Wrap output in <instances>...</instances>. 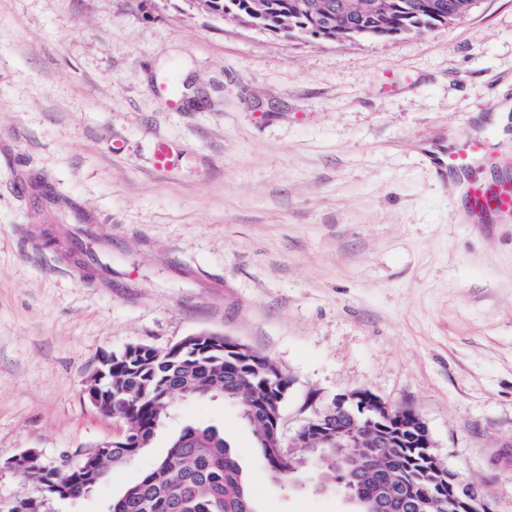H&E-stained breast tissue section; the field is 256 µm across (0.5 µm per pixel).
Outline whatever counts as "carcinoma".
<instances>
[{
    "label": "carcinoma",
    "mask_w": 512,
    "mask_h": 512,
    "mask_svg": "<svg viewBox=\"0 0 512 512\" xmlns=\"http://www.w3.org/2000/svg\"><path fill=\"white\" fill-rule=\"evenodd\" d=\"M373 0H196L198 9L214 18L241 20L283 38L308 35L330 42L357 38L387 40L438 25L450 24L469 12L473 0H382L381 11ZM271 360L224 351L205 355L191 347L176 358L167 356L125 360L112 359V381L100 388L118 386L126 390L112 401V417L125 427L141 430L143 447L152 435L149 426L159 425L168 414V400H158L172 380L197 390L195 397L222 395L237 406L242 421L252 430L268 473L266 458L267 420L262 409L245 413L239 402L257 396L278 400L289 394L292 381L270 374ZM390 452L399 457L397 477L413 481L421 471L425 449L407 440ZM256 502L247 470L224 434L211 426L185 427L165 457L134 485L112 501L111 512H253Z\"/></svg>",
    "instance_id": "1"
}]
</instances>
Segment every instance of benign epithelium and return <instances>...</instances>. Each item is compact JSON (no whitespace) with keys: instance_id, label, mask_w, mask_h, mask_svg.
I'll list each match as a JSON object with an SVG mask.
<instances>
[{"instance_id":"7a95c632","label":"benign epithelium","mask_w":512,"mask_h":512,"mask_svg":"<svg viewBox=\"0 0 512 512\" xmlns=\"http://www.w3.org/2000/svg\"><path fill=\"white\" fill-rule=\"evenodd\" d=\"M268 424L275 434H283L282 406L265 407ZM395 413L389 404L366 389L338 395L329 407L319 409L305 419L286 444L268 442L270 457L287 464L288 483L293 488L315 486L325 491L328 486L316 474L311 464L320 448H332L336 453V486L344 492L346 501L355 512L369 507L368 512H395L398 506L411 512H491L489 500L474 483L464 482L441 463L434 452V441L424 420L410 409L398 413L409 422L414 440L427 449V464L415 483H398L396 459L381 456V448H398L402 426L394 423ZM124 430L112 440L96 446L94 455L112 454V449L131 443ZM15 474H44L49 465L34 450L25 451L5 464ZM58 488L71 499L84 496L95 487L100 474L84 466H54ZM375 478L377 492L370 500L358 496L357 488Z\"/></svg>"}]
</instances>
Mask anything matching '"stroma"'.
<instances>
[{
    "label": "stroma",
    "instance_id": "obj_1",
    "mask_svg": "<svg viewBox=\"0 0 512 512\" xmlns=\"http://www.w3.org/2000/svg\"><path fill=\"white\" fill-rule=\"evenodd\" d=\"M503 102L512 0L344 43L192 0H0V505L108 512L200 425L223 430L259 512H347L339 491L272 480L220 397L174 398L81 498L6 470L30 449L74 464L120 433L87 394L105 357L207 332L292 379L286 435L305 406L369 389L512 512V226L463 223L431 158ZM160 138L180 147L164 170Z\"/></svg>",
    "mask_w": 512,
    "mask_h": 512
}]
</instances>
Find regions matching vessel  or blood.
Returning <instances> with one entry per match:
<instances>
[{"instance_id":"1","label":"vessel or blood","mask_w":512,"mask_h":512,"mask_svg":"<svg viewBox=\"0 0 512 512\" xmlns=\"http://www.w3.org/2000/svg\"><path fill=\"white\" fill-rule=\"evenodd\" d=\"M468 224H512V154L494 122L448 145L437 163Z\"/></svg>"}]
</instances>
